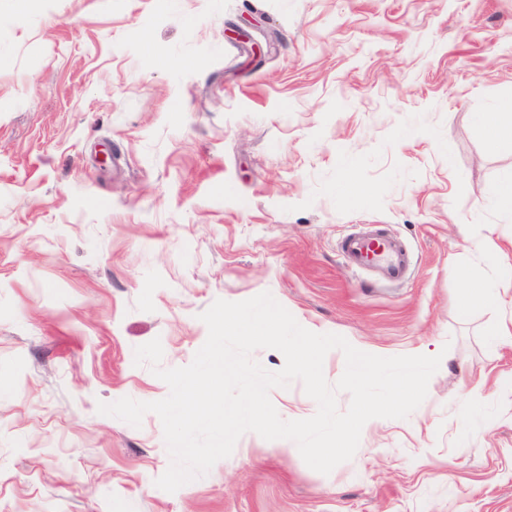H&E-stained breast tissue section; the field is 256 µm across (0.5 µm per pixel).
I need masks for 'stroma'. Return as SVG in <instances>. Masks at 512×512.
<instances>
[{"label": "stroma", "instance_id": "1", "mask_svg": "<svg viewBox=\"0 0 512 512\" xmlns=\"http://www.w3.org/2000/svg\"><path fill=\"white\" fill-rule=\"evenodd\" d=\"M278 32L249 62L238 25ZM512 0H0V512H512V313H460L512 238ZM113 161L102 164L105 153ZM356 224L404 239L410 278L341 260ZM263 292L368 353L441 355L426 399L324 475L244 433L169 493L160 418L99 414L189 365L215 300ZM270 398L313 416L300 381ZM481 125L486 134L489 146L500 149L512 145V105L504 104L493 112H485L481 116Z\"/></svg>", "mask_w": 512, "mask_h": 512}]
</instances>
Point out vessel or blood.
<instances>
[{"mask_svg": "<svg viewBox=\"0 0 512 512\" xmlns=\"http://www.w3.org/2000/svg\"><path fill=\"white\" fill-rule=\"evenodd\" d=\"M339 252L352 270L377 269L382 279L390 283L403 282L410 265L402 241L380 228L346 234L340 242Z\"/></svg>", "mask_w": 512, "mask_h": 512, "instance_id": "vessel-or-blood-1", "label": "vessel or blood"}]
</instances>
